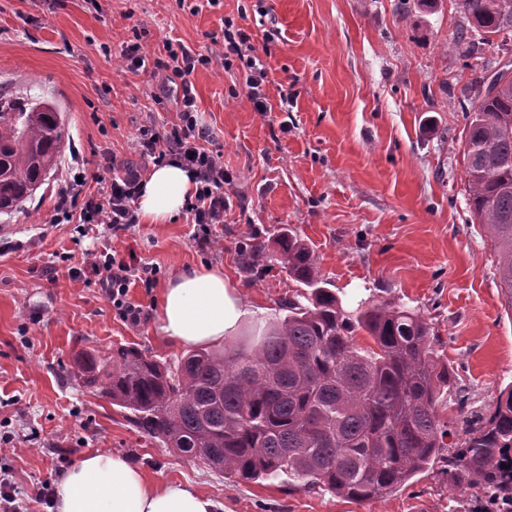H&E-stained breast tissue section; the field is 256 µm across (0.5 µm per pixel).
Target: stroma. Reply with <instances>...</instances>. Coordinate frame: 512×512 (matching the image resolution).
Here are the masks:
<instances>
[{
    "label": "stroma",
    "instance_id": "stroma-1",
    "mask_svg": "<svg viewBox=\"0 0 512 512\" xmlns=\"http://www.w3.org/2000/svg\"><path fill=\"white\" fill-rule=\"evenodd\" d=\"M250 34L267 69V109L247 99L240 61L197 67L198 117L231 175L215 246L193 239L187 214L126 231L54 221L77 171L110 179L101 148L141 165L146 121L175 120L173 95L155 102L151 74L124 67L123 42L179 40L206 53L223 20ZM457 0H222L199 14L177 0H0V92L54 104L65 119L55 171L11 215L0 214V467L26 512L42 481L82 457L123 456L152 484L182 483L214 512H471L476 489L452 491L438 468L379 499L351 500L280 477L234 483L141 435L123 410L75 375L85 352L135 343L173 360L158 335V297L176 272L220 267L252 310L245 327L279 317L301 286L277 259L275 239L296 231L346 310L374 299L421 310L441 362L472 407L488 410L512 383V315L496 255L468 206L460 98L471 78L451 40ZM267 249L261 278L241 249ZM107 248L158 266L154 287L129 297L148 313L128 326L95 285L72 278L86 251Z\"/></svg>",
    "mask_w": 512,
    "mask_h": 512
}]
</instances>
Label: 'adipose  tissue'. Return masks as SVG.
<instances>
[{
  "label": "adipose tissue",
  "mask_w": 512,
  "mask_h": 512,
  "mask_svg": "<svg viewBox=\"0 0 512 512\" xmlns=\"http://www.w3.org/2000/svg\"><path fill=\"white\" fill-rule=\"evenodd\" d=\"M196 184L178 162L154 167L142 182L137 200L148 224H165L185 208ZM157 330L179 347L222 346L248 310L223 268L184 269L168 280L159 296ZM56 512H212L213 501L180 483L148 484L124 457L84 456L58 484Z\"/></svg>",
  "instance_id": "adipose-tissue-1"
}]
</instances>
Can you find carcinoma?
Here are the masks:
<instances>
[{"label": "carcinoma", "mask_w": 512, "mask_h": 512, "mask_svg": "<svg viewBox=\"0 0 512 512\" xmlns=\"http://www.w3.org/2000/svg\"><path fill=\"white\" fill-rule=\"evenodd\" d=\"M462 21L453 45L482 51L469 33L512 28V0H458ZM474 97H463V164L468 204L497 256L512 311V64L487 59L472 68ZM65 142L54 106L0 93V214L22 207L57 168ZM281 264L303 285L301 303L252 329L248 342L194 350L161 361L134 345L105 357L85 355L80 378L92 393L127 411L139 433L237 483L283 475L353 500L381 498L429 465L455 490L512 501V385L490 414L462 420V446L445 455L447 424L437 406L451 379L431 348V327L403 305L364 301L343 309L315 252L294 231L277 236ZM248 272L266 270L265 246L242 250ZM365 332L376 348L363 349Z\"/></svg>", "instance_id": "carcinoma-1"}]
</instances>
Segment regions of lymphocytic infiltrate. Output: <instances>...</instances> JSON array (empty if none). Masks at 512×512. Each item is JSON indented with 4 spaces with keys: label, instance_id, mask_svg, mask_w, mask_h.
I'll return each mask as SVG.
<instances>
[{
    "label": "lymphocytic infiltrate",
    "instance_id": "1",
    "mask_svg": "<svg viewBox=\"0 0 512 512\" xmlns=\"http://www.w3.org/2000/svg\"><path fill=\"white\" fill-rule=\"evenodd\" d=\"M237 57L247 69L245 80L247 98L256 111L266 109L264 95L257 75L262 61L250 37L244 31L223 27L221 35L212 37L208 54L194 52L183 42L164 41L156 52H149L139 42L121 47V57L127 68L135 70L165 71L161 91L175 90L177 119L159 126L153 122L143 124L135 142L137 152L144 159L159 165L171 160L189 169L197 183L196 190L186 204L185 211L195 224V236L202 243H211V227L223 223L224 186L230 177L224 169L220 150L211 146V130L200 124L197 96L191 75L197 66ZM142 182L140 170L126 169L122 174L89 190L86 182L70 181L55 204V217L60 224H107L115 230H127L137 222L133 208ZM157 267L125 260L108 251H89L81 267L71 269L75 278L93 279L106 298L117 310L120 318L136 327L145 318L142 305L133 303L128 292L132 286L153 287L157 280Z\"/></svg>",
    "mask_w": 512,
    "mask_h": 512
}]
</instances>
